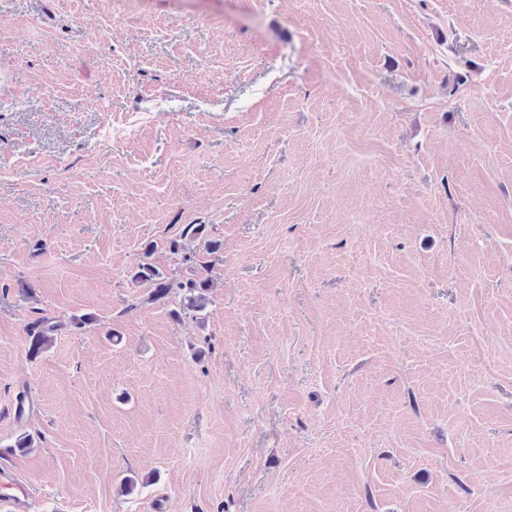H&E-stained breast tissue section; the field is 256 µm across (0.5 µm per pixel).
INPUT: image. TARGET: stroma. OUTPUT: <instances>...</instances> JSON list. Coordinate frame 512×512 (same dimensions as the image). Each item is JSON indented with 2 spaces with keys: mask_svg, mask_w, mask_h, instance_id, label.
<instances>
[{
  "mask_svg": "<svg viewBox=\"0 0 512 512\" xmlns=\"http://www.w3.org/2000/svg\"><path fill=\"white\" fill-rule=\"evenodd\" d=\"M509 28L512 0H0L26 512H512ZM215 238L199 317L132 281ZM57 327L45 317H39L29 324L28 337L30 338L29 352L31 355L39 354L48 342V336L57 331Z\"/></svg>",
  "mask_w": 512,
  "mask_h": 512,
  "instance_id": "obj_1",
  "label": "stroma"
}]
</instances>
